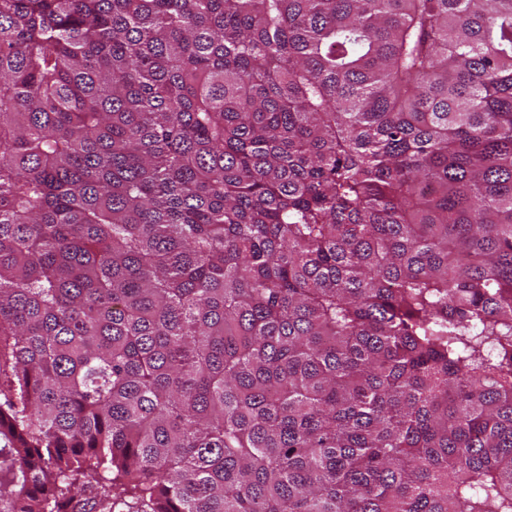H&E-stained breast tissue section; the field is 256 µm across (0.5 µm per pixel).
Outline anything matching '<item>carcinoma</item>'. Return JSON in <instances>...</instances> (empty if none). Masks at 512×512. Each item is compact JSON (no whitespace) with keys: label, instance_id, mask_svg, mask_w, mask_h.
<instances>
[{"label":"carcinoma","instance_id":"obj_1","mask_svg":"<svg viewBox=\"0 0 512 512\" xmlns=\"http://www.w3.org/2000/svg\"><path fill=\"white\" fill-rule=\"evenodd\" d=\"M0 512H512V0H0Z\"/></svg>","mask_w":512,"mask_h":512}]
</instances>
